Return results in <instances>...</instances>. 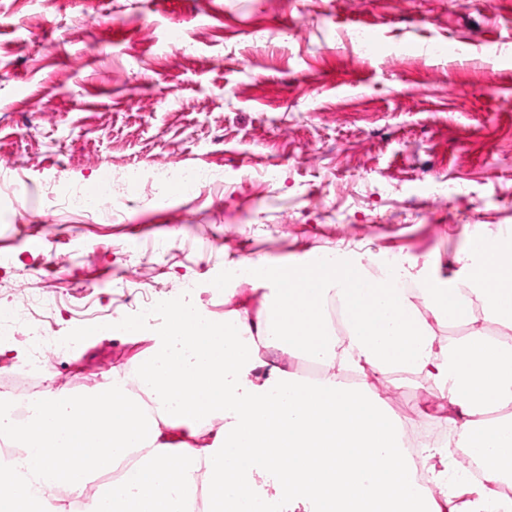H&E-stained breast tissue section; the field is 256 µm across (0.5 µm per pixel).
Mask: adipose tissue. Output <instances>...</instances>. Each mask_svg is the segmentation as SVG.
I'll list each match as a JSON object with an SVG mask.
<instances>
[{
    "instance_id": "adipose-tissue-1",
    "label": "adipose tissue",
    "mask_w": 512,
    "mask_h": 512,
    "mask_svg": "<svg viewBox=\"0 0 512 512\" xmlns=\"http://www.w3.org/2000/svg\"><path fill=\"white\" fill-rule=\"evenodd\" d=\"M242 281L269 289L258 310L247 303L223 316L206 307L171 305L165 324L145 333L135 362L140 394L128 374L85 393L45 392L25 422L0 411V433L21 453L0 462V512H45V488H64L56 512H190L205 479L209 512H248L272 499L279 512H512L496 487L512 471V242L477 237L465 279L441 286L425 272L398 268L373 278L367 264L343 253L314 265L238 259ZM337 304L345 326L336 336L326 312ZM468 334L440 342L436 329ZM310 361L301 378L268 352ZM423 374L453 412L447 443L427 444L414 464L404 425L367 383L343 373ZM461 448L481 466L469 482L448 466ZM122 482L89 484L123 461ZM269 477V487L255 483Z\"/></svg>"
}]
</instances>
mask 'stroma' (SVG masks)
Instances as JSON below:
<instances>
[{"mask_svg":"<svg viewBox=\"0 0 512 512\" xmlns=\"http://www.w3.org/2000/svg\"><path fill=\"white\" fill-rule=\"evenodd\" d=\"M212 167L198 203L148 195L60 214L27 189L0 214V308L17 286L63 299L68 346L48 388L87 391L146 343L119 327L124 288L223 314L262 291H214L243 257L341 251L462 281L472 238L512 227V0H0V169L94 186L105 166ZM406 435L444 430L424 375L368 372Z\"/></svg>","mask_w":512,"mask_h":512,"instance_id":"35a3bbf8","label":"stroma"}]
</instances>
